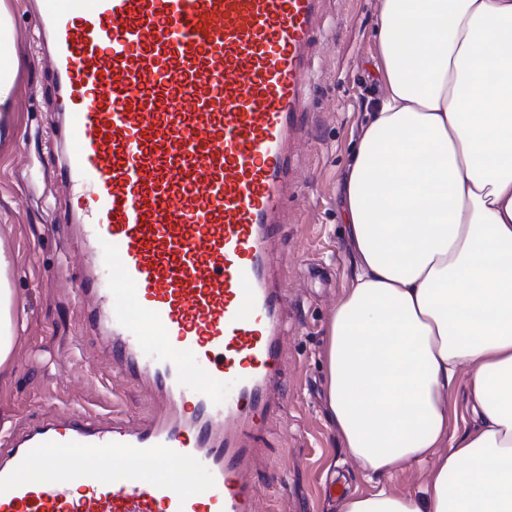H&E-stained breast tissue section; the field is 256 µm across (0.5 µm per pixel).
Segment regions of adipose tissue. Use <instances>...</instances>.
Instances as JSON below:
<instances>
[{"mask_svg":"<svg viewBox=\"0 0 512 512\" xmlns=\"http://www.w3.org/2000/svg\"><path fill=\"white\" fill-rule=\"evenodd\" d=\"M383 94L345 176L356 256L327 325L328 417L367 473L339 512H512V0H381ZM0 251V366L17 334ZM469 379L472 427L450 434ZM426 470V466L416 465L391 477H385L382 480L397 491L413 492L425 483Z\"/></svg>","mask_w":512,"mask_h":512,"instance_id":"ef3b65f1","label":"adipose tissue"}]
</instances>
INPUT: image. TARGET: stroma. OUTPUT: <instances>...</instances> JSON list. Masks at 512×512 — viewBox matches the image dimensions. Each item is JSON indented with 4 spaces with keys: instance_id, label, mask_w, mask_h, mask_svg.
Here are the masks:
<instances>
[{
    "instance_id": "obj_1",
    "label": "stroma",
    "mask_w": 512,
    "mask_h": 512,
    "mask_svg": "<svg viewBox=\"0 0 512 512\" xmlns=\"http://www.w3.org/2000/svg\"><path fill=\"white\" fill-rule=\"evenodd\" d=\"M5 4L17 75L15 105L0 117V249L12 259L24 328L8 368L0 371V427L42 412H134L142 393L113 381L112 363L94 339L77 341L73 285L53 275L60 259L80 254L66 226L74 198L50 151L54 87L39 31L25 0ZM378 7L379 0L324 4L311 71L310 138L301 149L300 189L282 228L294 244L286 275L299 319L284 343V412L264 435L265 456L285 471L287 486L281 492L259 485V512H337V485L351 492L372 488L327 418L321 354L326 325L355 271L338 198L366 114L381 92L374 65Z\"/></svg>"
}]
</instances>
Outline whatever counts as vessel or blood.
I'll list each match as a JSON object with an SVG mask.
<instances>
[{"mask_svg":"<svg viewBox=\"0 0 512 512\" xmlns=\"http://www.w3.org/2000/svg\"><path fill=\"white\" fill-rule=\"evenodd\" d=\"M322 2L38 0L57 171L94 258L57 272L85 302L79 332L148 397L136 414L1 430L0 512H258L251 473L282 483L259 443L283 410L276 231L298 189ZM54 448L72 449L66 471L48 466Z\"/></svg>","mask_w":512,"mask_h":512,"instance_id":"vessel-or-blood-1","label":"vessel or blood"}]
</instances>
